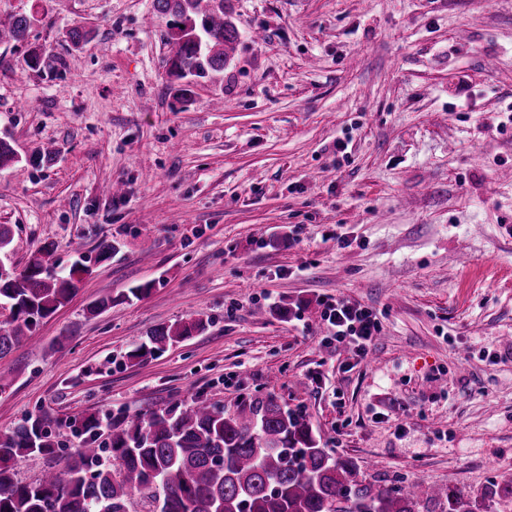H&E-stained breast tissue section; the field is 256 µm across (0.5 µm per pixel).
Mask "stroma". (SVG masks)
<instances>
[{
	"instance_id": "35a3bbf8",
	"label": "stroma",
	"mask_w": 512,
	"mask_h": 512,
	"mask_svg": "<svg viewBox=\"0 0 512 512\" xmlns=\"http://www.w3.org/2000/svg\"><path fill=\"white\" fill-rule=\"evenodd\" d=\"M229 8L224 82L183 105L153 0H0L2 19L36 17L25 42L0 43L11 263L47 245L65 274L79 244L90 267L0 361V433L42 416L58 444L18 458L19 479L62 470L82 417L266 396L380 487L512 477V181L497 177L512 167V0ZM75 26L94 34L79 49ZM339 297L380 318L366 359L324 341ZM199 317L201 332L128 359ZM205 326V321L202 318H198L189 322L157 328L146 340L131 351L129 358L144 361L154 356L155 353L165 349L166 346L184 340L193 336L194 333L202 331Z\"/></svg>"
}]
</instances>
